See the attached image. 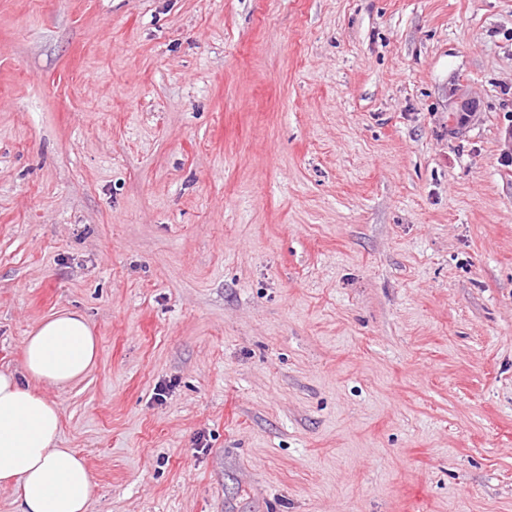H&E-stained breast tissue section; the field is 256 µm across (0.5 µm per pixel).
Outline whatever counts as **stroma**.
<instances>
[{
	"mask_svg": "<svg viewBox=\"0 0 512 512\" xmlns=\"http://www.w3.org/2000/svg\"><path fill=\"white\" fill-rule=\"evenodd\" d=\"M511 123L512 0H0V368L88 317L90 512H512Z\"/></svg>",
	"mask_w": 512,
	"mask_h": 512,
	"instance_id": "stroma-1",
	"label": "stroma"
}]
</instances>
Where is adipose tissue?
Returning a JSON list of instances; mask_svg holds the SVG:
<instances>
[{"label":"adipose tissue","mask_w":512,"mask_h":512,"mask_svg":"<svg viewBox=\"0 0 512 512\" xmlns=\"http://www.w3.org/2000/svg\"><path fill=\"white\" fill-rule=\"evenodd\" d=\"M23 369L0 370V486H14L17 512H88L96 484L84 457L58 447L60 413L32 382L63 387L95 365L97 340L76 311L51 315L27 336Z\"/></svg>","instance_id":"1"}]
</instances>
